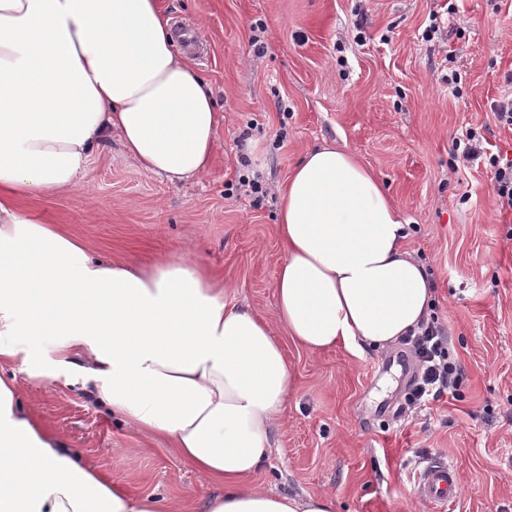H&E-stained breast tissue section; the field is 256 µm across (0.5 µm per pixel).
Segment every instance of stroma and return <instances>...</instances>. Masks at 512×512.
<instances>
[{
	"instance_id": "1",
	"label": "stroma",
	"mask_w": 512,
	"mask_h": 512,
	"mask_svg": "<svg viewBox=\"0 0 512 512\" xmlns=\"http://www.w3.org/2000/svg\"><path fill=\"white\" fill-rule=\"evenodd\" d=\"M196 31L195 66L224 122L208 171L171 183L146 174L119 142L89 161L68 195L22 196L33 218L59 224L100 257L150 264L194 250L276 324L277 185L307 150L336 141L385 183L410 225L407 249L433 282L432 313L465 369L456 395L397 419L415 364L402 344L311 354L285 342L296 394L270 459L251 484L331 493L336 512H430L416 472L442 458L459 472L447 512H512V209L486 166L453 142L475 128L512 159V127L491 105L512 95V0H160ZM441 37L422 35L431 17ZM264 44L255 54L251 37ZM460 75L452 94L446 74ZM249 139H241L243 129ZM249 167H241L239 155ZM267 189L237 190L240 176ZM24 403L83 462L129 492L201 507L216 492L163 442L92 403L81 386L21 380Z\"/></svg>"
}]
</instances>
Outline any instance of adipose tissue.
Segmentation results:
<instances>
[{"mask_svg": "<svg viewBox=\"0 0 512 512\" xmlns=\"http://www.w3.org/2000/svg\"><path fill=\"white\" fill-rule=\"evenodd\" d=\"M224 115L176 51L158 0H0V512H190L78 462L24 406L18 376L61 371L147 439L221 484L204 512H336L332 495L248 484L295 393L268 322L193 256L94 258L18 209L70 193L111 138L147 174L210 167ZM278 318L311 353L384 349L429 319L425 266L382 182L345 148L307 151L278 189Z\"/></svg>", "mask_w": 512, "mask_h": 512, "instance_id": "ef3b65f1", "label": "adipose tissue"}]
</instances>
